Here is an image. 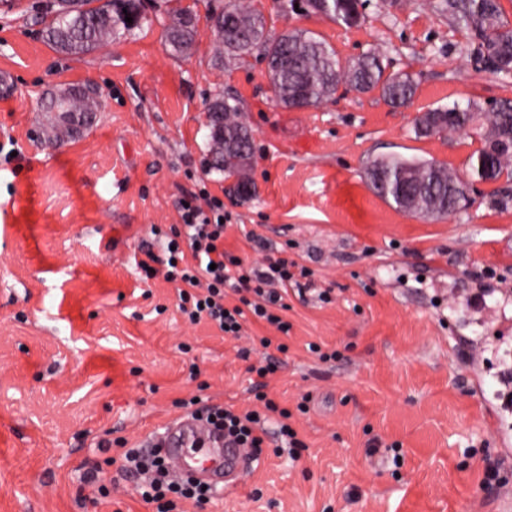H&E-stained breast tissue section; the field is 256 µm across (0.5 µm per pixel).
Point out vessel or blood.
<instances>
[{
    "mask_svg": "<svg viewBox=\"0 0 512 512\" xmlns=\"http://www.w3.org/2000/svg\"><path fill=\"white\" fill-rule=\"evenodd\" d=\"M162 443L166 463L178 476L220 482L228 489L238 483L242 449L225 445L223 437L192 419L183 417L166 426Z\"/></svg>",
    "mask_w": 512,
    "mask_h": 512,
    "instance_id": "1",
    "label": "vessel or blood"
}]
</instances>
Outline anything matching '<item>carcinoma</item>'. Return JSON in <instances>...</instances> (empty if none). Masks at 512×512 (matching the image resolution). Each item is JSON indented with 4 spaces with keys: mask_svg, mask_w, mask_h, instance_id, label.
Wrapping results in <instances>:
<instances>
[{
    "mask_svg": "<svg viewBox=\"0 0 512 512\" xmlns=\"http://www.w3.org/2000/svg\"><path fill=\"white\" fill-rule=\"evenodd\" d=\"M361 0H301L303 11L320 13L346 27L357 26L363 18ZM442 9L470 38L473 50L496 72L512 71V23L504 19L501 0H443ZM131 17L132 22L125 21ZM140 21L137 0H56L55 8L44 20L45 42L63 55H84L112 42L121 33H130ZM210 22L218 46L215 63L224 65V56L236 57L253 48L263 52L270 62L282 66L270 69L276 102L293 108L303 97L311 107L330 99L339 87L358 93L376 91L392 108L409 106L418 83L406 72H387L383 55L377 50L341 64L334 49L313 33L293 30L272 37L265 16L241 0H231L212 11ZM198 19L193 12L176 11L165 30L172 54H188L195 43ZM40 111L48 118L46 138L64 142L87 129L100 111L97 94L83 86L72 85L41 99ZM211 160L215 171L235 176L239 186L249 190L251 182L238 153L224 148V141L251 146V130L243 120L237 99L217 94L209 103ZM435 126L428 130L425 117L415 119L420 136L463 131L480 126L491 132L484 146L470 158L477 178L495 182L512 176V101L504 100L484 109L476 104L430 110ZM376 193L401 211H413L426 219L436 214L453 215L459 204L448 196V184H457L458 175L434 160L389 155L374 159L366 169Z\"/></svg>",
    "mask_w": 512,
    "mask_h": 512,
    "instance_id": "1",
    "label": "carcinoma"
}]
</instances>
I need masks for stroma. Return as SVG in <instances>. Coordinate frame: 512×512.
Masks as SVG:
<instances>
[{"label": "stroma", "instance_id": "1", "mask_svg": "<svg viewBox=\"0 0 512 512\" xmlns=\"http://www.w3.org/2000/svg\"><path fill=\"white\" fill-rule=\"evenodd\" d=\"M277 2L251 0L270 33L311 31L344 63L382 48L390 71L415 77L413 105L341 89L305 111L279 106L261 51L214 66L207 16L220 0H141L133 34L80 57L43 40L48 0L0 10V512H152L120 470L124 451L149 447L196 396L258 408L253 368L270 356L280 368L264 391L292 411L304 449L269 434L235 489L182 512H495L512 496V410L487 422L512 367V334L494 333L512 326V179L472 175L481 130L414 128L430 109L512 100V73L483 69L439 0H366L352 28ZM176 8L198 17L181 58L164 42ZM68 84L96 87L101 110L52 145L38 103ZM220 91L253 131L249 198L208 165ZM390 154L454 169L461 210L427 220L390 206L366 178ZM191 197L223 205L227 251L261 259L245 237L256 232L331 302L289 292L285 334L253 320L236 340L190 323L174 284L141 281L136 262L145 245L163 255ZM88 463L102 485L83 482Z\"/></svg>", "mask_w": 512, "mask_h": 512}]
</instances>
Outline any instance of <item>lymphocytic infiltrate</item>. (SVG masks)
<instances>
[{
  "label": "lymphocytic infiltrate",
  "instance_id": "obj_1",
  "mask_svg": "<svg viewBox=\"0 0 512 512\" xmlns=\"http://www.w3.org/2000/svg\"><path fill=\"white\" fill-rule=\"evenodd\" d=\"M170 250L165 258H157L151 249H144L138 267L144 278L163 276L179 282V308L190 322L208 319L215 322L225 335L241 337L247 317L266 322L280 333H288L289 324L281 315L289 286L298 279L309 278L307 267L282 257L280 251H268L262 260L245 262L224 248V225L211 220L196 204L183 208L181 223L172 228L168 240ZM239 295V302L226 306V291ZM263 409L235 410L220 405L196 408L195 417L205 421L225 438L249 448L252 457H260L267 436L269 420H276L278 433L289 447H301L302 442L290 423L291 413L280 407L265 393H257ZM122 469L128 473L146 475L138 493L152 505L153 512H179L180 501L207 504L212 490L202 484L180 482L170 478L159 455L144 456L139 449H127Z\"/></svg>",
  "mask_w": 512,
  "mask_h": 512
}]
</instances>
